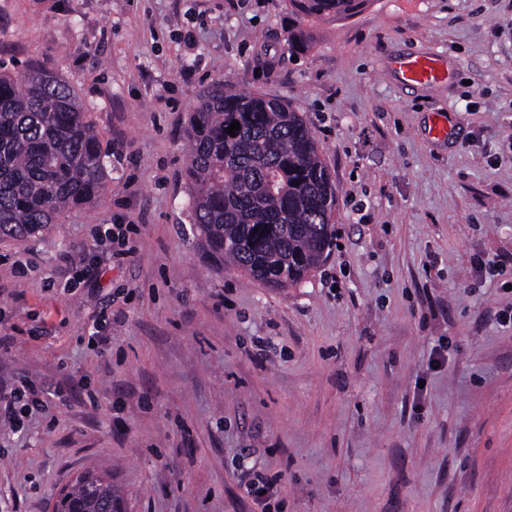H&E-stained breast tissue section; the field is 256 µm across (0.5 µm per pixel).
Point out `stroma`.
Returning a JSON list of instances; mask_svg holds the SVG:
<instances>
[{"instance_id": "obj_1", "label": "stroma", "mask_w": 512, "mask_h": 512, "mask_svg": "<svg viewBox=\"0 0 512 512\" xmlns=\"http://www.w3.org/2000/svg\"><path fill=\"white\" fill-rule=\"evenodd\" d=\"M291 9L0 0V68L78 91L112 184L0 240V385L29 379L46 404L24 431L0 423V512H55L88 471L126 512H257L246 451L271 512H512V274L475 266L512 256V0H369L308 23L299 54ZM415 55L444 78L407 85L395 62ZM217 81L302 112L336 183L327 256L295 286L202 249L185 134ZM98 224L134 225L136 254L66 287ZM239 482L247 496L252 498L260 509V512H269L267 511V500L270 498L269 491L272 487V482L268 479H263L261 475L252 471L251 468H246L241 471ZM261 491H265V494L261 495Z\"/></svg>"}]
</instances>
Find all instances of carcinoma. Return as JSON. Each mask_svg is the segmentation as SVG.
Here are the masks:
<instances>
[{
    "label": "carcinoma",
    "mask_w": 512,
    "mask_h": 512,
    "mask_svg": "<svg viewBox=\"0 0 512 512\" xmlns=\"http://www.w3.org/2000/svg\"><path fill=\"white\" fill-rule=\"evenodd\" d=\"M288 46L308 48L304 25L351 17L369 0H290ZM237 121L234 135L226 129ZM100 133L74 88L53 71H0V236H37L111 191ZM193 224L209 255L274 288L301 282L332 240L336 186L303 113L256 92L215 84L190 114L184 172ZM100 478L78 479L57 512L124 500Z\"/></svg>",
    "instance_id": "obj_1"
}]
</instances>
